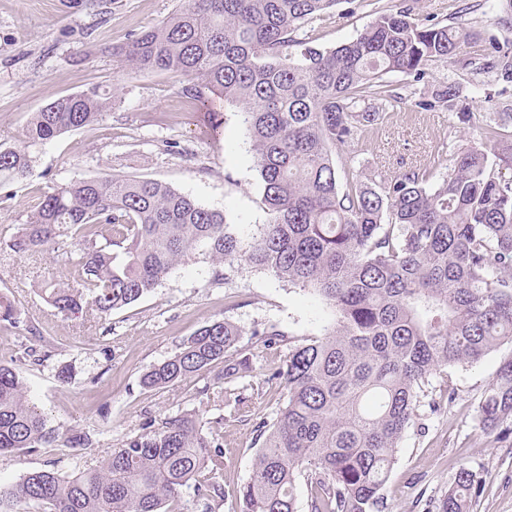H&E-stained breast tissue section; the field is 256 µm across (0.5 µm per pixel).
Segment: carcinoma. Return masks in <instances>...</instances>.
I'll list each match as a JSON object with an SVG mask.
<instances>
[{
	"mask_svg": "<svg viewBox=\"0 0 512 512\" xmlns=\"http://www.w3.org/2000/svg\"><path fill=\"white\" fill-rule=\"evenodd\" d=\"M338 0H185V5L121 50L136 71L177 72L240 103L255 152L267 223L250 240L220 211L154 179L105 173L44 193L3 244L16 255L59 252L67 281L41 293L63 316L98 323L157 288L197 256L246 265L318 292L336 311L320 337L289 348L277 376L287 401L261 440L237 512H298L296 487H310V512H382V491L416 415L418 390L438 369L477 361L512 344V144L457 152L438 180L423 165L375 183L338 171L336 147L376 122L374 100L398 96L390 73L418 81L430 62L493 69L512 84V42L489 41L464 57L468 24L425 25L397 7L380 13L340 46L322 50L293 32ZM512 30V0L490 4ZM462 88L433 85L425 111L453 110ZM112 106L94 87L36 112L31 142L93 123ZM25 149L0 148V184L27 176ZM243 330L215 320L141 377L146 388L187 381L217 362L241 364ZM483 426L512 432V355L500 361L478 406ZM88 433H59L30 399L16 368L0 364V454L54 448L69 455ZM224 448L192 413L149 423L99 465L76 475L26 473L0 489V512H161L194 484L223 494ZM481 482L463 468L439 512H470Z\"/></svg>",
	"mask_w": 512,
	"mask_h": 512,
	"instance_id": "obj_1",
	"label": "carcinoma"
}]
</instances>
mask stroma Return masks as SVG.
<instances>
[{
    "label": "stroma",
    "mask_w": 512,
    "mask_h": 512,
    "mask_svg": "<svg viewBox=\"0 0 512 512\" xmlns=\"http://www.w3.org/2000/svg\"><path fill=\"white\" fill-rule=\"evenodd\" d=\"M416 21L451 25L467 10L473 38L470 54L490 38L508 33L485 0H339L307 28L315 45L332 49L368 27L378 12L395 4ZM184 0H0V147L24 144L33 115L54 99L91 88L113 93L102 119L53 140L27 146L28 177L0 185V234L24 223L41 194L104 173L167 183L202 206L220 210L241 237L266 223L255 153L241 104L218 101L216 117L197 112L186 93L188 81L172 72H138L121 65L116 51L141 32L179 10ZM422 81L400 74L385 80L399 96L385 105L379 121L337 148L344 165L355 157L360 179L377 180L418 164L434 175L447 173L454 153L481 144L489 121L499 124L502 144L512 143V118L496 98V72L432 62ZM446 79L464 92L457 111H423L417 102L431 84ZM56 265L52 254L7 253L0 245V293L16 307V322L0 321V363L17 367L32 401L52 427L83 430L92 444L59 457L50 448L0 456V487L17 484L29 471L55 469L74 475L97 464L151 421L196 413L205 431L224 436L223 497L203 502L195 487L184 489L175 512H234L259 445L256 427L272 421L286 401L275 374L288 344L322 335L334 313L313 292L265 271L242 269L215 281L214 268L200 259L175 267L154 291L97 328L81 316L55 314L40 294ZM243 329L237 348L246 363L233 377L223 365L176 386L148 390L142 375L172 357L189 336L214 320ZM285 341L266 346V333ZM36 349L38 362L21 361ZM502 345L474 363H455L430 377L419 394L414 424L407 429L383 489L385 512H438L460 468L477 473L481 489L472 512H512V439L498 440L482 428L478 403L493 382ZM69 380H61V370ZM240 395L242 409L219 398L218 390Z\"/></svg>",
    "instance_id": "stroma-1"
}]
</instances>
